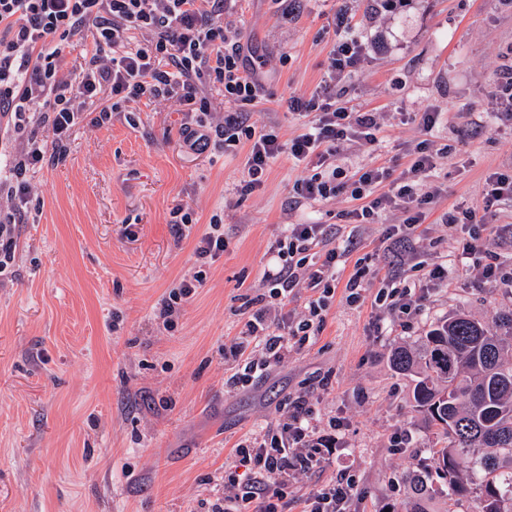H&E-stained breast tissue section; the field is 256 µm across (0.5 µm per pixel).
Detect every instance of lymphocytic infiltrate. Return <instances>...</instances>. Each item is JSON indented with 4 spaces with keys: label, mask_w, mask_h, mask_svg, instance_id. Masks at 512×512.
Instances as JSON below:
<instances>
[{
    "label": "lymphocytic infiltrate",
    "mask_w": 512,
    "mask_h": 512,
    "mask_svg": "<svg viewBox=\"0 0 512 512\" xmlns=\"http://www.w3.org/2000/svg\"><path fill=\"white\" fill-rule=\"evenodd\" d=\"M224 4L225 0H0V119L20 130L27 112L39 111L59 147L88 107H95L103 120L130 101L152 103L164 98L191 110L205 106L206 85H220L229 106L223 124L213 130L202 123L182 124L184 147L205 152L213 133H220L225 154L246 155V175L239 186L243 193L262 188L272 164L286 152L310 169L294 182L291 206L346 191L360 202L351 213L358 224L375 223L379 213L389 208H405L406 222L386 234V248L395 262L374 302L409 317L416 315L424 301L447 285L450 275L447 266L413 259L415 231L426 218V204L439 193L430 180L439 154L420 143L398 179H390L382 167H362L344 177L336 164L337 143L375 144L380 126L377 113L351 112L336 104V72L354 66L363 52L361 42L349 36L350 24L342 14L335 18L343 37L334 46L331 76L319 93L288 98L289 111L305 119L301 133L285 141L274 129L256 130L250 108L258 99L260 77L244 65L241 48L224 26ZM137 33L144 34V42L133 43ZM75 37L86 42L85 65L67 75L64 49ZM43 159L40 142L29 139L17 166L0 178V193L12 204L0 213V272L14 257L16 226L24 220L26 172ZM386 181L390 189L377 193V186ZM487 182L481 208L452 209L441 221L465 238L461 275L469 284L481 287L495 282L512 288V276L487 259L492 238L506 228L478 216L479 211L512 199V175L497 172ZM335 239L329 225L290 224L273 242L277 260L262 276L267 291L255 299L239 337L226 350L237 364L229 386L247 387L289 351L312 345L324 329L336 292H343L348 304L363 303L368 271L359 269L345 286H338L336 270L352 247L336 244ZM320 246L325 249L321 255L316 252ZM409 268L415 277L405 286L401 278ZM297 300L303 309L296 316L288 305ZM313 421L309 401L301 398L259 441L239 443L236 452L247 476H225L224 496L211 512H286L291 479L320 469L336 451L340 423L331 422L329 433L323 434ZM358 496L356 482L342 474L312 491L300 512H350Z\"/></svg>",
    "instance_id": "lymphocytic-infiltrate-1"
}]
</instances>
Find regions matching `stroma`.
Segmentation results:
<instances>
[{"label":"stroma","mask_w":512,"mask_h":512,"mask_svg":"<svg viewBox=\"0 0 512 512\" xmlns=\"http://www.w3.org/2000/svg\"><path fill=\"white\" fill-rule=\"evenodd\" d=\"M340 13L364 51L337 82V102L378 113L381 129L376 145L339 144L336 162L383 166L396 178L418 143L447 148L434 177L441 195L417 234L422 261L459 268L462 246L441 215L482 205L491 173L512 175V122L499 117L498 92L512 71V0H406L396 10L383 0H231L224 19L262 78L255 128L285 140L299 133L303 119L288 98L315 94L327 77ZM204 94V113L163 99L124 104L103 124L84 113L61 152L39 113L29 115L46 159L27 174L25 222L0 273V512H208L225 473L239 467L236 445L300 396L320 427L337 419L344 428L335 461L289 485L288 512L343 469L361 494L355 512H401L413 472L428 477L430 512H445L429 453L434 430L413 406L412 377L390 356L400 345L422 348L438 319L511 315L512 289L451 278L404 330L399 314L375 307L372 282L362 305L335 295L311 346L251 386L228 388L235 363L224 347L264 289L284 225L332 224L337 241L357 237L338 268L344 281L364 257L389 268L385 231L405 214L390 209L354 226L346 193L290 208L305 169L285 153L261 190L240 193L244 155L225 156L219 138L202 154L179 141L181 124L213 125L224 112L223 90ZM426 112L438 115L433 128L422 124ZM176 208L197 218L190 236L175 235ZM215 213L231 244L202 268L193 236ZM199 270L204 287L167 329L163 298Z\"/></svg>","instance_id":"35a3bbf8"}]
</instances>
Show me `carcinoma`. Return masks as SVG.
<instances>
[{
	"label": "carcinoma",
	"instance_id": "carcinoma-1",
	"mask_svg": "<svg viewBox=\"0 0 512 512\" xmlns=\"http://www.w3.org/2000/svg\"><path fill=\"white\" fill-rule=\"evenodd\" d=\"M507 322L482 324L466 315L435 322L423 351L399 348L392 364L401 374H416L413 400L417 411L437 428L439 447L430 449L436 470L448 478V500L479 492L482 512H512V359L505 357ZM467 479L457 477L458 460L473 451ZM417 498L404 512H427L426 488L408 476Z\"/></svg>",
	"mask_w": 512,
	"mask_h": 512
}]
</instances>
